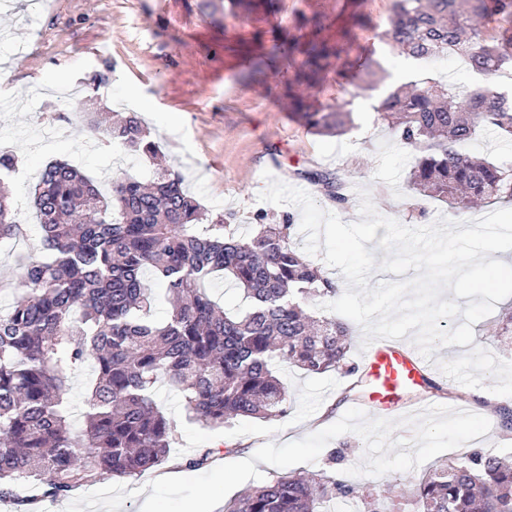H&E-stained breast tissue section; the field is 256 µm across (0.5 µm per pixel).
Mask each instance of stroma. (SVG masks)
<instances>
[{
  "mask_svg": "<svg viewBox=\"0 0 512 512\" xmlns=\"http://www.w3.org/2000/svg\"><path fill=\"white\" fill-rule=\"evenodd\" d=\"M358 12L367 24L355 28L347 53L317 85L302 91L314 109L348 103L353 125L346 134H316L289 106L285 84L293 80L301 55L282 63L266 81L240 82V72L277 35L305 33L304 18L317 15L337 27L351 24ZM389 13L390 0H281L271 15L244 14L230 0H0V135L8 137L9 149L17 151L26 170L24 178L0 180L15 207L25 208L40 170L55 160L85 171L105 194L114 178L150 179L153 165L146 158L99 147L95 132L78 116L55 119L59 101L76 105L94 96L100 116L138 113L168 164L183 174L189 194L201 208L224 213L231 223H252L260 211L272 224L286 212L300 217L296 206L259 200L267 171L306 191L346 223L359 221L358 206L336 209L306 172L338 174L351 194L368 189L381 215L406 226L452 217L448 205L432 200L419 203L424 217H410L406 179L416 153L390 136L371 104L417 72L461 89L479 78L458 68L451 56L421 62L394 55L382 37ZM369 54L383 64L387 78L372 88L355 86L345 73L347 63ZM40 239L39 226L32 223L24 237L0 241V274L16 273L36 255ZM511 307L512 297L497 302L494 312L474 324L472 344L438 349L429 362L445 389L436 403L486 417L489 432L411 471L352 477L356 494L340 502L339 512H367L373 497L389 498L394 512H411L406 482H419L448 459L473 451L512 455V429L502 427L499 416L501 407L512 409V346H501L492 334L501 312ZM276 371L292 397L287 416L241 418L224 429L188 422L182 396L158 385L157 402L177 424L170 458L123 479V486L132 490L178 474L183 459L203 448L219 449L222 464L247 459L266 442L302 439L362 404L361 395L345 397L351 381L337 372L309 375L285 365ZM364 449L358 435L346 433L300 469L340 474L361 462ZM335 450L343 456L336 465L328 461Z\"/></svg>",
  "mask_w": 512,
  "mask_h": 512,
  "instance_id": "obj_1",
  "label": "stroma"
}]
</instances>
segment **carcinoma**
<instances>
[{
	"label": "carcinoma",
	"mask_w": 512,
	"mask_h": 512,
	"mask_svg": "<svg viewBox=\"0 0 512 512\" xmlns=\"http://www.w3.org/2000/svg\"><path fill=\"white\" fill-rule=\"evenodd\" d=\"M495 20L487 36L480 21ZM312 36L283 41L261 55L239 79L259 82L284 58L304 56L295 80L314 83L338 47ZM384 36L418 61L463 57L479 76L512 70V0H391ZM379 119L420 157L408 187L449 207L512 201V164L466 152L492 127L512 138V94L476 85L460 91L432 77L396 87L375 106ZM328 135L352 123L345 104L309 115ZM100 142L151 160L158 145L131 115L100 130ZM307 179L344 209L351 201L339 176L312 171ZM31 204L43 231L44 255L22 266L8 311H0V497L20 481L59 497L105 472L133 478L168 461L176 424L154 400L157 384L179 392L189 419L211 428L241 417L273 420L292 400L273 362L309 375L357 374L349 361L351 330L335 317H313L309 299L334 297L337 282L305 259L289 213L281 223L254 215L251 232L208 218L171 167L144 182L126 176L103 195L76 166L48 164ZM9 197L0 192V240L17 238ZM152 273L165 282L167 319L151 317ZM221 276L243 293L247 306L228 310L211 299ZM92 365L84 422L66 410L70 379ZM218 448L185 461L212 462ZM414 512H512V461L471 453L442 464L409 487ZM355 489L323 472L283 475L224 504V512H334Z\"/></svg>",
	"instance_id": "obj_1"
}]
</instances>
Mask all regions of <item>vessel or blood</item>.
Masks as SVG:
<instances>
[{
	"label": "vessel or blood",
	"mask_w": 512,
	"mask_h": 512,
	"mask_svg": "<svg viewBox=\"0 0 512 512\" xmlns=\"http://www.w3.org/2000/svg\"><path fill=\"white\" fill-rule=\"evenodd\" d=\"M361 371L369 383L365 410L375 416L396 412L403 392L423 385L426 378L421 359L392 339H378L367 347L361 359Z\"/></svg>",
	"instance_id": "obj_1"
}]
</instances>
